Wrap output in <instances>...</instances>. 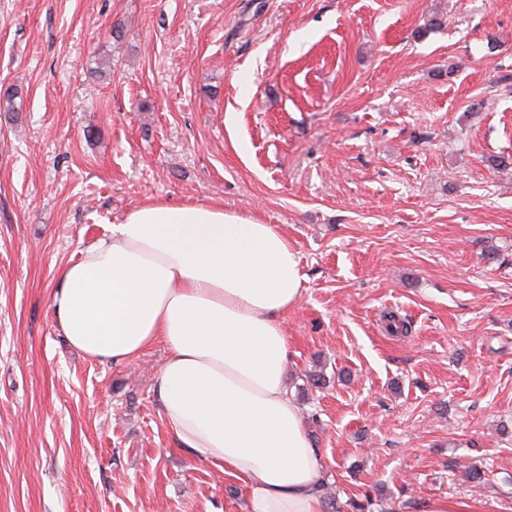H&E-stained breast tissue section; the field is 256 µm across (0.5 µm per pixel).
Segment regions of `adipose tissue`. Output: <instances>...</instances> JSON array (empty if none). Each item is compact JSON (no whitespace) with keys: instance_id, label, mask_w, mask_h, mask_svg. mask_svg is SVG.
Returning a JSON list of instances; mask_svg holds the SVG:
<instances>
[{"instance_id":"adipose-tissue-1","label":"adipose tissue","mask_w":512,"mask_h":512,"mask_svg":"<svg viewBox=\"0 0 512 512\" xmlns=\"http://www.w3.org/2000/svg\"><path fill=\"white\" fill-rule=\"evenodd\" d=\"M302 281L274 225L158 202L134 208L65 266L52 307L84 357L129 362L165 347L163 420L182 447L244 484L245 512H324L325 464L284 380L282 321Z\"/></svg>"}]
</instances>
